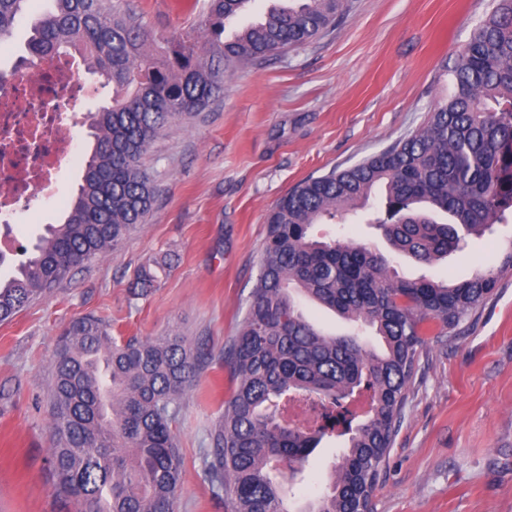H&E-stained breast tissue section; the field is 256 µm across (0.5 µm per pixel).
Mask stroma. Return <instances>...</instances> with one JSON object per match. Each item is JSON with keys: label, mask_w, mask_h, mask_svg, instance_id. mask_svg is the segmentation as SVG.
I'll use <instances>...</instances> for the list:
<instances>
[{"label": "stroma", "mask_w": 512, "mask_h": 512, "mask_svg": "<svg viewBox=\"0 0 512 512\" xmlns=\"http://www.w3.org/2000/svg\"><path fill=\"white\" fill-rule=\"evenodd\" d=\"M154 43L196 39L208 0H116ZM491 0H347L334 27L313 42L238 69L193 119L166 125L142 157L157 187L153 210L111 252L76 268L50 293L0 323V512H68L48 463L50 393L57 340L92 315L112 335L182 336L212 358L172 405L183 461L176 512H230L203 471L209 431L234 383L222 352L237 335L255 285L266 215L302 180L344 169L412 134L453 90L451 70ZM75 161L49 194L18 208L0 237V279L26 260L46 225L62 223L82 182L94 139L89 127L112 91L80 72ZM314 236L388 252L363 216L318 224ZM512 223L470 238L431 267L397 256L415 278L462 279L497 265ZM158 282L130 294L141 265ZM340 444L323 440L296 485L319 494ZM373 512H512V271L489 300L444 335L428 336L404 419L372 493Z\"/></svg>", "instance_id": "obj_1"}]
</instances>
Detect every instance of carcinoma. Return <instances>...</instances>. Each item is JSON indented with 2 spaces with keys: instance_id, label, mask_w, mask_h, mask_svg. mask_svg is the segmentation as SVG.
<instances>
[{
  "instance_id": "obj_1",
  "label": "carcinoma",
  "mask_w": 512,
  "mask_h": 512,
  "mask_svg": "<svg viewBox=\"0 0 512 512\" xmlns=\"http://www.w3.org/2000/svg\"><path fill=\"white\" fill-rule=\"evenodd\" d=\"M29 0H0V41ZM27 41L23 65L78 54L112 88L91 115L94 146L71 212L50 226L35 255L0 281V322L49 293L71 272L106 254L146 223L156 188L141 159L170 122L203 111L237 68L306 45L344 13L345 0H289L224 36L249 0H208L201 41L147 46L135 14L110 0H51ZM453 91L425 126L342 170L303 181L267 216L262 264L237 336L224 348L236 379L210 432L205 475L231 512H371L425 336L456 327L512 270V242L499 265L448 282L408 278L389 256L350 240L321 241L316 224L366 208L385 189L374 219L392 251L431 266L512 213V0H493L453 69ZM156 268L140 267L132 294L147 295ZM317 303L377 336L330 335L301 300ZM179 336L119 340L94 316L64 329L54 361L49 459L56 491L75 512H174L182 458L171 405L206 363ZM369 401L358 421L354 395ZM311 402L318 425L295 428L279 406ZM347 445L326 490L290 507L272 471H304L325 437Z\"/></svg>"
}]
</instances>
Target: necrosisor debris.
<instances>
[{"instance_id":"1","label":"necrosis or debris","mask_w":512,"mask_h":512,"mask_svg":"<svg viewBox=\"0 0 512 512\" xmlns=\"http://www.w3.org/2000/svg\"><path fill=\"white\" fill-rule=\"evenodd\" d=\"M84 90L71 61L57 57L0 79V223L19 203L50 190L73 157L72 107Z\"/></svg>"}]
</instances>
